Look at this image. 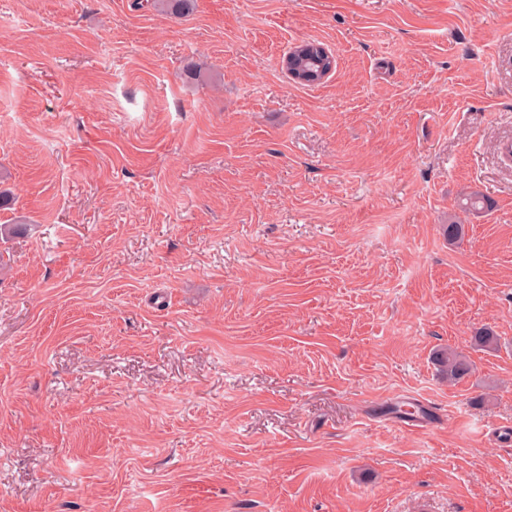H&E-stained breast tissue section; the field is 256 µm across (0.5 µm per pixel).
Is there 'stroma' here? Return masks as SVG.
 Returning <instances> with one entry per match:
<instances>
[{
  "label": "stroma",
  "instance_id": "35a3bbf8",
  "mask_svg": "<svg viewBox=\"0 0 512 512\" xmlns=\"http://www.w3.org/2000/svg\"><path fill=\"white\" fill-rule=\"evenodd\" d=\"M509 139L512 0H0V512H512ZM435 361L438 370L448 378L449 383H457L465 379L473 370V365L468 358L463 353L452 348H448V351H439Z\"/></svg>",
  "mask_w": 512,
  "mask_h": 512
}]
</instances>
